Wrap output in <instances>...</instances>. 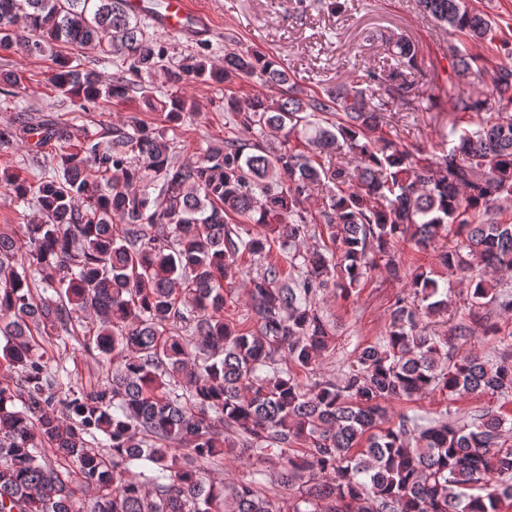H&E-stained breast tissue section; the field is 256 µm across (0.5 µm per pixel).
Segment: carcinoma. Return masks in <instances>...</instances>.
<instances>
[{"label": "carcinoma", "instance_id": "obj_1", "mask_svg": "<svg viewBox=\"0 0 512 512\" xmlns=\"http://www.w3.org/2000/svg\"><path fill=\"white\" fill-rule=\"evenodd\" d=\"M124 0H0V50L42 56L73 44L112 62L106 80L77 56L52 58L49 84L79 111L0 126V147L51 144L41 175L0 172V196L35 205L37 220L0 227V512H499L512 499L506 420L468 423L389 405L433 392L512 394V337L492 362L467 349L471 326L442 334L430 319L455 292L397 246L426 250L467 286L468 315L512 292V224L477 223L512 201V64L492 91L457 96L466 128L441 154L384 136L372 85L406 92L417 51L400 37L388 74L323 93L292 83L280 58L198 45L171 66ZM420 14L495 45L490 19L467 0H416ZM479 59L455 54L458 80ZM164 70L169 93L151 79ZM24 76L0 71L20 96ZM254 82L276 93L224 99L227 135L179 161L178 130L196 107L182 88ZM163 115L90 134L82 113L133 96ZM337 121L325 123L324 115ZM282 134L275 145L267 133ZM278 243L282 258L270 255ZM260 264L243 329L227 316L232 272ZM383 270L408 280L384 336L358 344L334 380L317 373L335 349L320 303ZM112 364L89 384L62 382L47 348L78 340ZM54 448L56 460L43 454ZM248 457L242 478L203 480L204 466ZM144 466L132 476V468Z\"/></svg>", "mask_w": 512, "mask_h": 512}]
</instances>
